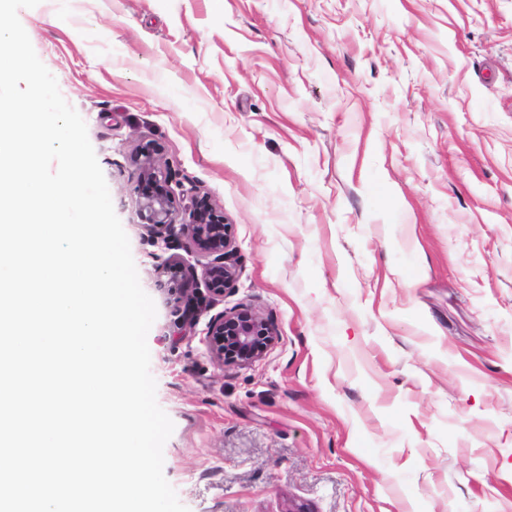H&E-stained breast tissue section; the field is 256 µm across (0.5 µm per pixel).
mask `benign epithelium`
Instances as JSON below:
<instances>
[{"label": "benign epithelium", "instance_id": "1", "mask_svg": "<svg viewBox=\"0 0 512 512\" xmlns=\"http://www.w3.org/2000/svg\"><path fill=\"white\" fill-rule=\"evenodd\" d=\"M161 148L145 144L136 152L133 163L137 178L138 217L157 237L179 230L188 252L205 259L201 277L211 302L224 299L225 290L237 278V264L232 240L227 233L224 214L217 211L204 195L190 198L188 220L176 223L174 198L168 177L160 171ZM167 277L168 291L175 295L184 290L182 263L168 258L158 266ZM206 336L213 356L232 365H249L261 359L276 342L274 325L259 317L252 309L241 306L212 317Z\"/></svg>", "mask_w": 512, "mask_h": 512}]
</instances>
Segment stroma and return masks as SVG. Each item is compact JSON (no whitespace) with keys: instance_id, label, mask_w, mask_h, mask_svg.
<instances>
[{"instance_id":"obj_1","label":"stroma","mask_w":512,"mask_h":512,"mask_svg":"<svg viewBox=\"0 0 512 512\" xmlns=\"http://www.w3.org/2000/svg\"><path fill=\"white\" fill-rule=\"evenodd\" d=\"M140 283L164 475L189 512H512V0H41ZM223 213L239 276L136 214L135 152ZM278 333L246 366L206 326ZM158 273L167 277L166 284L171 295L184 290L185 274L183 272L182 263L179 259L168 258L157 267ZM206 336L216 359L239 366L261 359L278 338L274 325L248 306L212 317Z\"/></svg>"}]
</instances>
